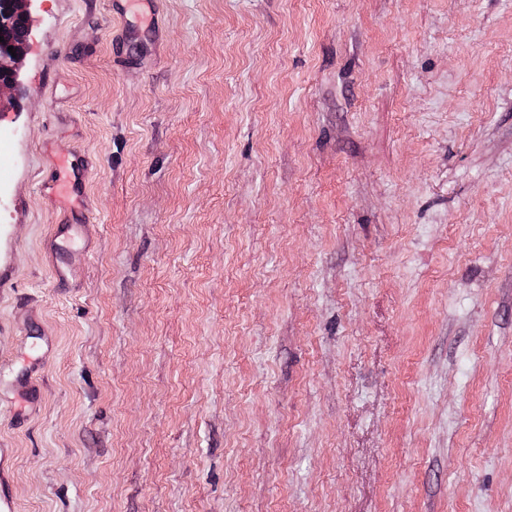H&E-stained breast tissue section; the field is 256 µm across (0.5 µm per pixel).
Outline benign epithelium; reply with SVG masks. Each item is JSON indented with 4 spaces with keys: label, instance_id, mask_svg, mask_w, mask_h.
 <instances>
[{
    "label": "benign epithelium",
    "instance_id": "1",
    "mask_svg": "<svg viewBox=\"0 0 512 512\" xmlns=\"http://www.w3.org/2000/svg\"><path fill=\"white\" fill-rule=\"evenodd\" d=\"M37 0H0V89L17 82V65L31 32V6ZM16 55H11L8 47Z\"/></svg>",
    "mask_w": 512,
    "mask_h": 512
}]
</instances>
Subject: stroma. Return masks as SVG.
I'll return each mask as SVG.
<instances>
[{
	"instance_id": "stroma-1",
	"label": "stroma",
	"mask_w": 512,
	"mask_h": 512,
	"mask_svg": "<svg viewBox=\"0 0 512 512\" xmlns=\"http://www.w3.org/2000/svg\"><path fill=\"white\" fill-rule=\"evenodd\" d=\"M31 14L15 512H512V0Z\"/></svg>"
}]
</instances>
